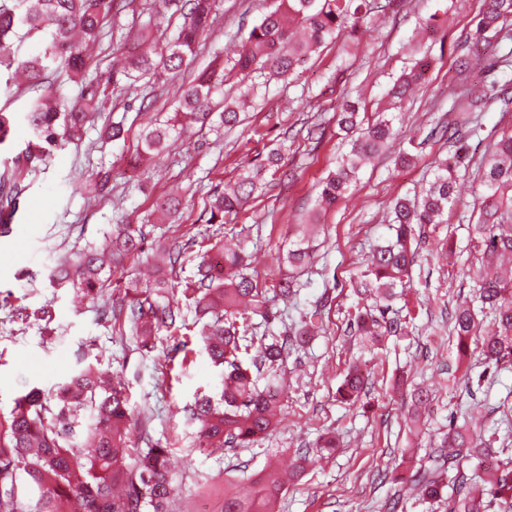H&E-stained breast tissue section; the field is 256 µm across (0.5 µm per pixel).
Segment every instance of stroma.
I'll use <instances>...</instances> for the list:
<instances>
[{
	"instance_id": "obj_1",
	"label": "stroma",
	"mask_w": 512,
	"mask_h": 512,
	"mask_svg": "<svg viewBox=\"0 0 512 512\" xmlns=\"http://www.w3.org/2000/svg\"><path fill=\"white\" fill-rule=\"evenodd\" d=\"M277 0H217L214 33L191 66L180 72L115 90L101 112L87 124L81 141L55 151L39 172L7 233H0V415L32 388L45 391L77 366L92 363L121 379L129 394L133 437L171 448L177 483L167 498L169 512H220L225 480H239L266 465L292 460L305 452L303 477L278 501V512H385L390 498H400L403 512H446L444 504L406 495L411 471L404 449L424 456L448 430L450 420H466L472 433L497 431L499 447L512 448V367L486 370L475 343L459 349L448 315L456 303L472 300L478 263L468 226L474 223L484 192L478 168L501 134L512 130V112L481 113V137L466 141L469 161L458 173L459 198L447 223L424 225L416 263L392 314L407 323V334L390 338L372 356L370 388L354 405L337 394L348 365L362 349L348 322L357 303L356 281L379 242L389 238L391 205L414 194L431 177L436 159L449 142L432 136L448 120L451 93H481L503 81L496 69L474 70L466 84L456 68L470 49L468 38L480 0H400L361 37L327 39L293 76L258 77L259 95L236 127L193 129L169 150L144 160L135 154L142 129L169 112L180 85L223 51L229 36L247 37L252 26ZM437 14L438 29L422 33L420 22ZM139 20L121 13L109 37L96 48L87 71L94 81L118 64L113 55ZM429 50L431 66L421 88L399 114L402 146L415 163L398 165L395 152L376 156L362 169L355 186L327 212L317 213L319 183L336 165L347 144L336 124V103L343 95L358 101L367 118L388 105L393 77L410 66L408 43ZM122 122L124 139L102 140L106 125ZM287 145L284 166L264 174L265 186L246 203L225 230L224 241L240 245L251 257L250 272L270 289L288 272L284 257L296 227L317 221L319 243L312 267L298 274L295 299H272L274 321L252 316L256 334L278 336L297 325L322 296L331 308L312 340L294 350L282 372L288 384L275 431L247 448L208 453L196 443L197 426L186 418L200 394L219 398L222 370L215 367L194 333L163 332L152 349L141 348L131 332L118 335L101 314L103 303L125 301V285L150 263L159 244L177 248L207 226L199 215L203 200L223 188L242 167H259L271 149ZM112 172V192L93 197L89 180ZM182 191L187 205L172 224H143L142 219L170 193ZM142 224L145 250L112 275L101 299L76 303L71 287L53 288L50 267L99 243L120 221ZM48 309L49 317L36 313ZM405 378L431 395L421 423L409 419V404L393 391ZM335 433L334 454L317 448Z\"/></svg>"
}]
</instances>
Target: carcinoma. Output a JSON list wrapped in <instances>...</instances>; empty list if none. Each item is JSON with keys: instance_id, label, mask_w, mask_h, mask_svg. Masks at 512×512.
I'll use <instances>...</instances> for the list:
<instances>
[{"instance_id": "1", "label": "carcinoma", "mask_w": 512, "mask_h": 512, "mask_svg": "<svg viewBox=\"0 0 512 512\" xmlns=\"http://www.w3.org/2000/svg\"><path fill=\"white\" fill-rule=\"evenodd\" d=\"M170 16L182 19L173 33L147 21L130 42L117 48L124 57L123 69L94 83L85 81L91 59L84 54L80 39L98 41L112 17L122 12L144 14L147 3L138 0H0V68L9 71L7 86L24 94L37 92L22 116L0 110V145L6 143L17 120L27 126L31 137L11 160L6 176L0 177V223L9 224L18 210L20 198L29 189L25 176L37 171L59 148L81 139L88 116L112 96L122 80L131 83L165 72H179L195 59L196 49L213 24L216 0H163ZM368 0H278L252 27L241 51L232 61L215 62L195 79L180 87L174 112L161 126L142 130L137 142L142 157L159 153L178 141L186 123L205 126L213 116L232 127L241 121V112L225 105L213 112V96L231 79L245 82L252 73L268 70L286 77L328 38L341 29L359 36L374 22ZM44 39L36 55L20 54L28 39ZM512 37V0H483L471 33L474 54L492 39ZM430 67L423 54L414 67L396 79L387 96L395 103L409 98L422 83ZM65 78L81 86L76 100L63 103ZM512 110V98L497 93L454 95L448 111L455 117L440 128L454 142V151L436 160L433 179L413 199L399 198L393 207L395 237L368 256L357 286L359 300L350 318V328L362 347L371 351L392 337L405 335L403 322L389 316L396 288L406 285L416 259L414 226L446 224L448 212L456 204V172L465 164L462 130H481L477 113L493 106ZM393 112H381L367 123L360 119L357 103L344 99L336 105L339 129L353 137L351 148L321 183L317 207L332 208L351 189L363 164L379 154L395 137ZM480 184L486 188L482 207L471 237L477 262L495 267L491 277L479 279L480 309L493 315L492 328L481 342L480 352L490 368L512 364V267L501 260L512 255V132L505 134L483 161ZM260 189L257 172L245 167L233 185L216 191L204 203L207 224L233 221L239 210ZM185 198L172 195L148 214L147 222L165 223L184 206ZM315 237L306 224L297 225L296 240L285 262L298 269L310 261ZM144 238L135 224H114L102 248L89 247L72 261L53 266L48 274L52 287L72 286L82 297L98 299L112 270L142 250ZM204 248L207 241L191 238L183 246L167 252L168 267L140 283L132 282L134 297L127 306L112 313L114 321H126L143 346L161 331L178 335L188 329L178 303L170 297L175 287V267L185 261L193 247ZM212 248L223 252L224 263L217 267L201 259L190 283V299L205 350L216 365L224 366L221 401L203 395L189 408L190 419L198 422L199 448L211 453L243 448L269 434L279 422L287 384L278 368L288 356V337L266 341L250 336V325H236L226 315L259 312L269 320L266 289L244 273L248 255L243 250H224L216 241ZM326 304L315 305L309 318L295 329L300 338H311L315 321L321 319ZM451 330L460 339L477 331L475 309L461 306L450 313ZM269 372L264 387L257 384ZM368 378L362 368L351 364L338 387L339 397L355 403L365 392ZM430 401L428 392L416 388L411 393V420ZM132 415L122 389H108L102 374L88 363L59 382L45 395L33 388L14 399L7 415L0 416V512H166L159 490H169L174 472L168 464L169 449L140 448L131 437ZM497 439L476 438L465 424L453 423L442 438L440 449L421 462L410 449L403 459L413 464L411 482L420 487L425 499L442 498L448 512H512V454L501 458ZM285 486L282 472L268 467L254 475L249 492L241 494L237 485L224 484L222 512H278L277 501ZM450 493H445L446 488Z\"/></svg>"}]
</instances>
